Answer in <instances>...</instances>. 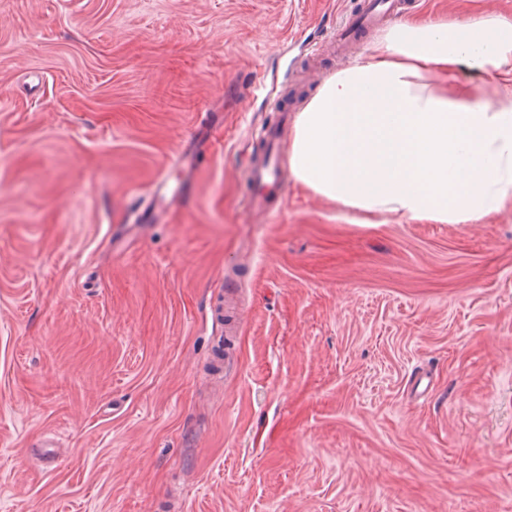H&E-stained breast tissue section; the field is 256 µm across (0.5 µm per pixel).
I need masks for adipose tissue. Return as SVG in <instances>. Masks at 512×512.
<instances>
[{"instance_id":"obj_1","label":"adipose tissue","mask_w":512,"mask_h":512,"mask_svg":"<svg viewBox=\"0 0 512 512\" xmlns=\"http://www.w3.org/2000/svg\"><path fill=\"white\" fill-rule=\"evenodd\" d=\"M506 79L484 102L435 92L460 68ZM294 180L365 215L473 224L512 203V22L409 16L299 113Z\"/></svg>"}]
</instances>
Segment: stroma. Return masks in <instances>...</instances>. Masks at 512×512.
Instances as JSON below:
<instances>
[{"mask_svg": "<svg viewBox=\"0 0 512 512\" xmlns=\"http://www.w3.org/2000/svg\"><path fill=\"white\" fill-rule=\"evenodd\" d=\"M361 3L0 0V512H512V205L361 224L294 181L245 205L281 107L377 38L314 50Z\"/></svg>", "mask_w": 512, "mask_h": 512, "instance_id": "35a3bbf8", "label": "stroma"}]
</instances>
